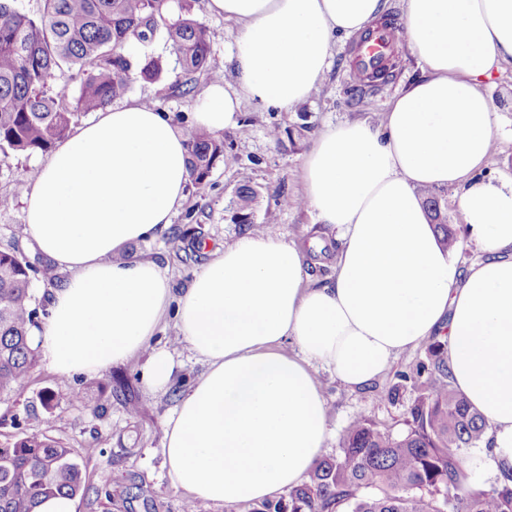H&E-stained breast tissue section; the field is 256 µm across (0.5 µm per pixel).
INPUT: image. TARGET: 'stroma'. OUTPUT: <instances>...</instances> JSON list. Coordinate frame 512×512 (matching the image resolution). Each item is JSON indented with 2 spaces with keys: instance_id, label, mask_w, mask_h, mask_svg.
<instances>
[{
  "instance_id": "1",
  "label": "stroma",
  "mask_w": 512,
  "mask_h": 512,
  "mask_svg": "<svg viewBox=\"0 0 512 512\" xmlns=\"http://www.w3.org/2000/svg\"><path fill=\"white\" fill-rule=\"evenodd\" d=\"M190 15L221 33L212 45L209 68L193 76L194 93L186 95L175 88L182 73L159 39L151 50L165 59L163 83L134 79L124 97L128 103L153 102L180 129L189 122L200 94L209 85L223 83L231 90L236 87L229 62L236 23L211 13L209 0H191ZM353 43L350 36L336 38L323 80L292 110L265 108L241 98L237 124L217 133L224 141V157L214 167L209 185L201 192L189 189L172 219L173 228L180 231L179 238L165 233L133 244L128 249L130 258L161 264L178 294L210 258L209 252L199 250V242L216 249L245 233L266 232L274 224L286 240L304 246L309 281H324L336 264L338 244L328 225L318 223L315 214L301 204L304 157L328 124L354 120L379 123L396 95L424 74L421 63L403 44L388 79L374 85L361 83L352 69ZM483 89L497 117L493 147L483 173L496 180L510 179L512 66H506ZM300 125L306 128L301 136L276 140L269 134L274 126L292 129ZM46 159L41 152L29 157L0 154V195L12 201L10 208L0 210V251L17 253L39 272L49 268L51 262L33 246L26 231L23 199L31 171ZM243 183L252 185L260 198L249 224L242 226L234 221L233 200L236 188ZM152 345L168 349L178 364L176 377L164 392L153 393L145 386L141 378L145 358L141 355L92 376H62L45 360H38L22 387L0 399V447L25 433L42 431L73 448L89 486L88 493L77 499L76 512H183L188 502L194 512H251L248 503L191 502L174 487L163 450L165 423L180 393L196 380L204 366L178 338L174 319L162 324ZM426 351V344H419L399 355L371 385L354 390L344 387L331 371L317 369L315 376L327 400L331 429L323 455L339 452L343 434L360 417L371 419L384 431L405 430L416 392L400 376L411 373ZM79 391L92 395V403L76 399ZM133 404L141 405L140 413H130Z\"/></svg>"
}]
</instances>
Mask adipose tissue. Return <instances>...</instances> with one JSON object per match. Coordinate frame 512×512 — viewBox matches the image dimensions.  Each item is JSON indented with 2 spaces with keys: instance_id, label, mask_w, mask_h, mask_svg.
<instances>
[{
  "instance_id": "1",
  "label": "adipose tissue",
  "mask_w": 512,
  "mask_h": 512,
  "mask_svg": "<svg viewBox=\"0 0 512 512\" xmlns=\"http://www.w3.org/2000/svg\"><path fill=\"white\" fill-rule=\"evenodd\" d=\"M239 25L240 94L215 84L193 125L238 121L241 96L291 110L329 66L336 37L377 20L382 0H210ZM424 75L379 124L348 121L315 138L304 200L342 247L333 274L304 276V253L277 233L225 245L173 295L167 271L123 253L167 231L189 182L182 131L144 103L108 107L36 171L25 196L30 239L67 270L36 330L58 374H96L145 355L143 379L167 390L177 364L151 339L174 313L205 369L165 428L173 484L189 499L259 503L299 485L327 440L315 365L347 388L378 379L431 336L448 339L454 385L487 419L495 468H512V180L482 176L494 110L479 88L512 63V0H404ZM458 193L479 260L443 249L420 194Z\"/></svg>"
}]
</instances>
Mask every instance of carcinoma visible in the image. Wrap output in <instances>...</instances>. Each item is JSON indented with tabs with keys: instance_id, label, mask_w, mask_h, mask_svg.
Returning <instances> with one entry per match:
<instances>
[{
	"instance_id": "obj_1",
	"label": "carcinoma",
	"mask_w": 512,
	"mask_h": 512,
	"mask_svg": "<svg viewBox=\"0 0 512 512\" xmlns=\"http://www.w3.org/2000/svg\"><path fill=\"white\" fill-rule=\"evenodd\" d=\"M0 0V151L47 152L63 140L78 115L110 106L130 89L134 75L157 82L162 57L149 52L164 33L170 54L188 76L210 63L216 33L185 14L187 0H41L33 18ZM177 18H172L173 7ZM82 72L74 103L50 93L65 66ZM191 184L208 185L224 141L190 127L185 131ZM423 197L446 248H455L465 225L448 223L438 194ZM238 223H250L258 193L236 192ZM32 268L0 251V398L15 392L35 365ZM448 342L430 345L409 381L417 391L407 429L383 431L359 418L340 453L317 460L308 479L288 498L269 500L253 512H512V474L488 489L470 479L463 450L485 439L487 421L451 382ZM83 466L73 449L41 432L0 447V512H36L45 498L83 497Z\"/></svg>"
}]
</instances>
